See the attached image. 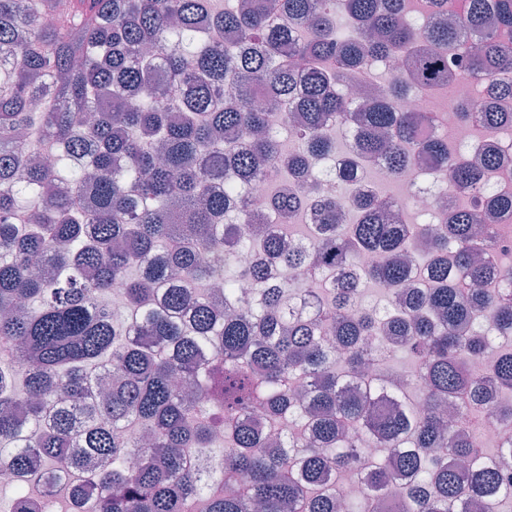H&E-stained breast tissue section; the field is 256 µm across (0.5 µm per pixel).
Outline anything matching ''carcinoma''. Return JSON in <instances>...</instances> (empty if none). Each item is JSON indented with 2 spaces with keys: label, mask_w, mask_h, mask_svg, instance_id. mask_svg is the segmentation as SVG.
Wrapping results in <instances>:
<instances>
[{
  "label": "carcinoma",
  "mask_w": 512,
  "mask_h": 512,
  "mask_svg": "<svg viewBox=\"0 0 512 512\" xmlns=\"http://www.w3.org/2000/svg\"><path fill=\"white\" fill-rule=\"evenodd\" d=\"M401 0H0V466L18 481L11 512H50L66 490L69 512H337L333 473L367 488L345 512H380L391 479L404 480L400 512H469L479 499L512 498V478L483 456L468 430L449 429L434 406L512 395V349L467 373L495 337L512 339V292L471 288L503 254L479 255L480 212L512 217V196L476 195L494 152L471 162L424 136L402 112L408 81L449 84L448 58L487 23L469 0L460 23L419 33ZM354 30L338 37L337 18ZM496 27L512 29V0H494ZM398 55L404 69L362 105L358 148L336 181L358 184L383 161L396 178L410 152L469 191L426 240L429 287L384 310L357 309L361 284L397 291L413 270L389 260L414 248L420 225L392 222L373 190L341 224L339 201L316 208V236L290 246L250 219V180L279 158L268 106L301 114L288 125L299 150L288 176L336 153L325 132L353 101L336 87ZM490 101L512 98V44L490 35L467 56ZM485 131L512 130V112L472 116ZM245 130L246 140L232 133ZM283 222L301 211L277 183ZM260 246L248 271L235 251ZM453 257H448V248ZM383 260L360 270L362 253ZM329 275L327 288L292 290ZM248 277L261 284L238 289ZM116 283L130 308L114 320L101 298ZM383 333L415 361L426 407H388L394 376L371 375L363 340ZM307 431L269 453L249 411ZM383 449L365 464L349 435Z\"/></svg>",
  "instance_id": "cac0c4a2"
}]
</instances>
